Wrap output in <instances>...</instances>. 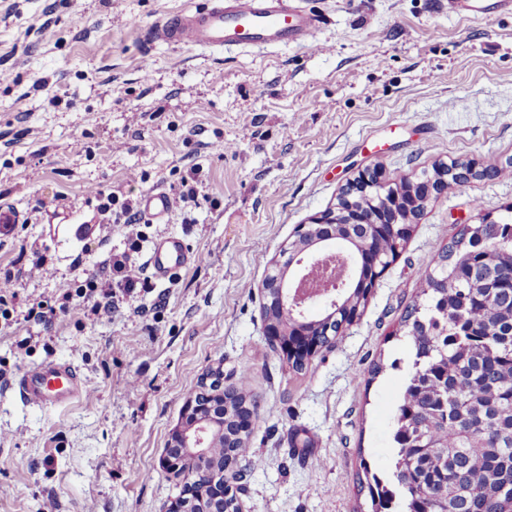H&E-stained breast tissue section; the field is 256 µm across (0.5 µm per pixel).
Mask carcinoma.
<instances>
[{
    "label": "carcinoma",
    "instance_id": "obj_1",
    "mask_svg": "<svg viewBox=\"0 0 512 512\" xmlns=\"http://www.w3.org/2000/svg\"><path fill=\"white\" fill-rule=\"evenodd\" d=\"M466 168L452 172L439 165L434 177L447 184L468 181ZM371 211L396 205L393 193L364 201ZM512 223L466 224L438 252L425 276L422 299L409 305L401 320L411 344V364L400 388L394 415L393 454L389 470L365 471L372 512L390 501L392 512H446L448 489L463 479L455 512H512V294L485 287L512 275ZM495 302L493 308L484 301ZM317 320L313 338L333 346L343 330ZM240 381L224 390L234 409L252 400ZM226 435L212 438L209 453L220 465L226 453L249 455L247 439L234 434L233 419H224Z\"/></svg>",
    "mask_w": 512,
    "mask_h": 512
}]
</instances>
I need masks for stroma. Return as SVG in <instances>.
<instances>
[{
  "mask_svg": "<svg viewBox=\"0 0 512 512\" xmlns=\"http://www.w3.org/2000/svg\"><path fill=\"white\" fill-rule=\"evenodd\" d=\"M202 0H0V512H165L161 468L203 377H249L262 459L241 512H369L365 471L387 469L410 347L400 319L461 225L505 218L512 179L431 200L343 338L294 372L265 330L273 261L370 166L422 180L435 164L512 163V13L459 16L447 0H301L314 44L209 51L153 29ZM198 170L195 204L113 225L94 189L140 200ZM66 196L58 206L57 196ZM140 236L183 237L198 261L170 282L116 294L111 317L29 319ZM43 276H29L35 261ZM50 357L87 396L41 410L8 385ZM384 370L368 377L373 363Z\"/></svg>",
  "mask_w": 512,
  "mask_h": 512,
  "instance_id": "obj_1",
  "label": "stroma"
}]
</instances>
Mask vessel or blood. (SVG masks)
<instances>
[{"label": "vessel or blood", "instance_id": "obj_1", "mask_svg": "<svg viewBox=\"0 0 512 512\" xmlns=\"http://www.w3.org/2000/svg\"><path fill=\"white\" fill-rule=\"evenodd\" d=\"M459 15L491 14L512 10V0H448ZM321 19L299 7L295 0H206L204 6L184 9L158 25L155 39L173 45L191 44L206 49L248 46L309 45ZM172 207L170 195L154 190L144 195L141 208L154 219ZM198 257L183 238L156 241L146 263L154 279L169 280ZM14 387L26 404L52 408L84 397L89 387L67 362L48 360L21 371Z\"/></svg>", "mask_w": 512, "mask_h": 512}]
</instances>
